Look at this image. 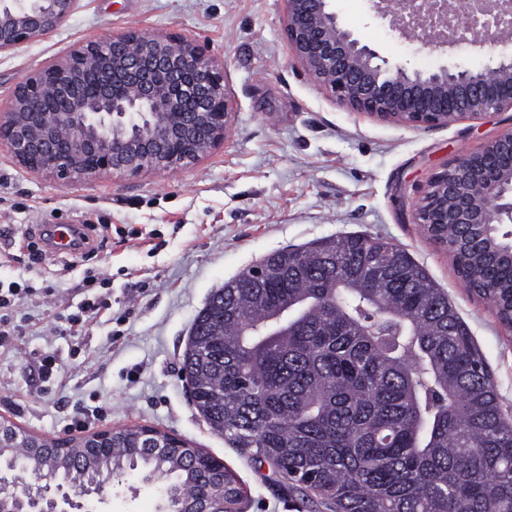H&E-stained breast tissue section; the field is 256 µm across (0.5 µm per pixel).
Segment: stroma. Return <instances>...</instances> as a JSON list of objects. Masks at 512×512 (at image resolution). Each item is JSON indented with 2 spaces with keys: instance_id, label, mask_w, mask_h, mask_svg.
Instances as JSON below:
<instances>
[{
  "instance_id": "stroma-1",
  "label": "stroma",
  "mask_w": 512,
  "mask_h": 512,
  "mask_svg": "<svg viewBox=\"0 0 512 512\" xmlns=\"http://www.w3.org/2000/svg\"><path fill=\"white\" fill-rule=\"evenodd\" d=\"M342 25L390 62L430 71L496 66L504 49L422 48L370 17L369 0H333ZM284 0H77L51 33L0 53V107L25 74L78 44L129 31L171 32L224 64L233 117L221 145L188 168L69 184L20 167L0 149V282L30 292L0 346V420L45 437L84 427L150 426L222 461L242 489V512H312L286 480L230 447L195 410L181 377L190 325L211 292L265 256L349 233L391 239L448 293L512 414V329L460 282L447 250L413 220L445 165L512 133V110L447 126L411 127L357 112L297 62ZM42 224H92L109 244L75 257L33 258ZM93 276L86 284L85 276ZM107 310L81 329V302ZM59 369L43 380L42 357ZM102 512H156L162 491L130 471L106 487Z\"/></svg>"
}]
</instances>
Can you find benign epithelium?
<instances>
[{
	"instance_id": "benign-epithelium-1",
	"label": "benign epithelium",
	"mask_w": 512,
	"mask_h": 512,
	"mask_svg": "<svg viewBox=\"0 0 512 512\" xmlns=\"http://www.w3.org/2000/svg\"><path fill=\"white\" fill-rule=\"evenodd\" d=\"M332 0H286L285 31L300 64L358 112L415 127L450 125L512 110V57L495 67L431 72L389 65L343 28ZM377 15L424 45H495L496 24L512 0H475L472 12L449 0H371ZM76 0H0V52L57 29ZM232 105L224 64L193 40L135 31L81 44L17 83L0 108V148L26 170L66 183L181 170L224 140ZM512 219V135L464 155L418 201L417 224H486ZM148 444L179 448L175 434L142 427ZM105 484L74 491L46 478L0 470V512L27 501L37 512H95Z\"/></svg>"
}]
</instances>
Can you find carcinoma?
I'll use <instances>...</instances> for the list:
<instances>
[{"mask_svg":"<svg viewBox=\"0 0 512 512\" xmlns=\"http://www.w3.org/2000/svg\"><path fill=\"white\" fill-rule=\"evenodd\" d=\"M464 287L512 323V238L500 224H427ZM216 289L193 321L182 369L213 432L268 463L330 512H512V422L468 325L397 244L328 237L261 260ZM0 466L81 485L139 471L196 512L227 470L111 431L112 451L0 435Z\"/></svg>","mask_w":512,"mask_h":512,"instance_id":"cac0c4a2","label":"carcinoma"}]
</instances>
